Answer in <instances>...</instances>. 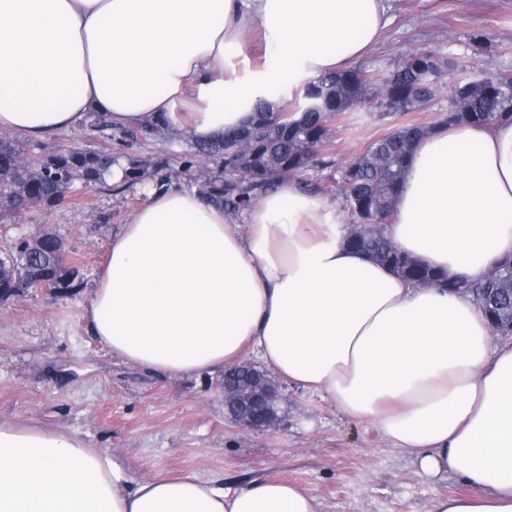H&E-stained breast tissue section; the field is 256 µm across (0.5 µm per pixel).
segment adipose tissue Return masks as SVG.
<instances>
[{"instance_id":"1","label":"adipose tissue","mask_w":512,"mask_h":512,"mask_svg":"<svg viewBox=\"0 0 512 512\" xmlns=\"http://www.w3.org/2000/svg\"><path fill=\"white\" fill-rule=\"evenodd\" d=\"M260 25L272 64L233 56ZM387 25L386 0H0V130L163 123L208 142L286 81L345 70ZM112 236L84 318L113 357L171 379L258 356L468 491L432 512H512V341L477 307L350 249L339 201L298 179L240 214L170 180ZM392 244L465 279L512 256V123L450 124L415 146ZM0 512H321L277 479L226 489L136 473L77 433L0 420Z\"/></svg>"}]
</instances>
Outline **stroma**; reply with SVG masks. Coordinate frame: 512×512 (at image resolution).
Wrapping results in <instances>:
<instances>
[{
    "mask_svg": "<svg viewBox=\"0 0 512 512\" xmlns=\"http://www.w3.org/2000/svg\"><path fill=\"white\" fill-rule=\"evenodd\" d=\"M389 16L358 67L385 74L402 55L426 50L451 62L475 61L478 77L512 75V0H390ZM476 35L482 46L473 43ZM447 110L444 91L421 111L394 119L356 107L336 118L322 154L343 166L394 124H429ZM117 147V140L84 126L27 143L33 157ZM143 200L139 187L109 183L71 204L35 207L0 224V254L52 230L81 273L65 296L28 289L0 301L1 420L78 432L91 447L124 455L145 474L194 473L227 489L288 480L316 496L323 512H431L437 498L466 493L458 475L419 473L409 453L320 394L279 382L275 425L244 430L224 407L220 376L169 379L112 358L88 334L83 313L113 231Z\"/></svg>",
    "mask_w": 512,
    "mask_h": 512,
    "instance_id": "obj_1",
    "label": "stroma"
}]
</instances>
